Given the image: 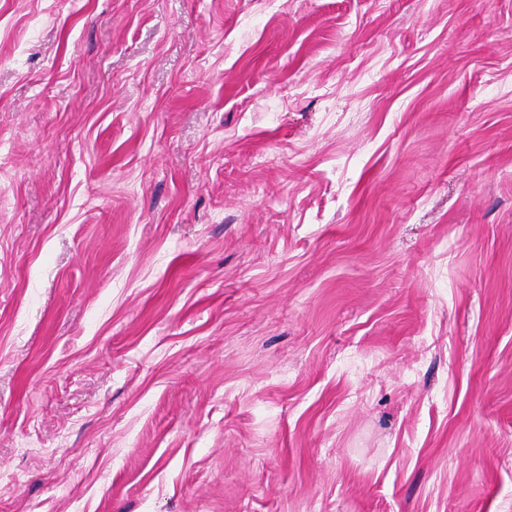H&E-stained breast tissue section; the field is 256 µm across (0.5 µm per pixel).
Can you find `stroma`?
<instances>
[{
    "label": "stroma",
    "mask_w": 512,
    "mask_h": 512,
    "mask_svg": "<svg viewBox=\"0 0 512 512\" xmlns=\"http://www.w3.org/2000/svg\"><path fill=\"white\" fill-rule=\"evenodd\" d=\"M0 512H512V0H0Z\"/></svg>",
    "instance_id": "35a3bbf8"
}]
</instances>
